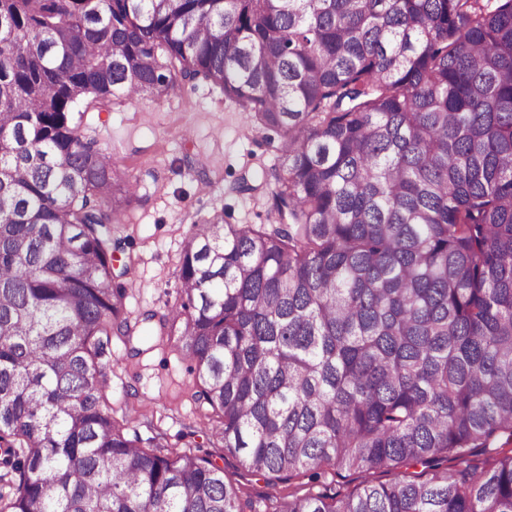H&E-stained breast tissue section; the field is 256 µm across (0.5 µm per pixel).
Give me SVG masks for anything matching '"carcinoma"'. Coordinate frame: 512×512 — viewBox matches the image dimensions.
<instances>
[{
  "label": "carcinoma",
  "mask_w": 512,
  "mask_h": 512,
  "mask_svg": "<svg viewBox=\"0 0 512 512\" xmlns=\"http://www.w3.org/2000/svg\"><path fill=\"white\" fill-rule=\"evenodd\" d=\"M284 140L267 231L216 215L152 335L255 500L146 449L103 359L128 174L74 115L198 82ZM512 0H0V512H512ZM420 465L423 470L412 472ZM347 477L345 478H336L332 477L330 474H326L322 478V484L314 487V485L305 474H299L297 476H293L287 482L278 481V486L280 489H284L285 492L292 491L297 492L299 495L308 492L311 489L312 492H317L319 490L326 489L328 493H347L355 489L364 478H362L359 473H345Z\"/></svg>",
  "instance_id": "carcinoma-1"
}]
</instances>
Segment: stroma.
<instances>
[{
    "mask_svg": "<svg viewBox=\"0 0 512 512\" xmlns=\"http://www.w3.org/2000/svg\"><path fill=\"white\" fill-rule=\"evenodd\" d=\"M138 185L112 228L132 257L129 279L138 283L126 303L130 317L165 313L179 299L181 251L214 213L228 224L267 225L283 140L253 113L205 83L166 97L122 98L104 112L88 113L80 126ZM256 179L250 194L237 190L242 173ZM129 357L112 343L106 396L116 418H129L141 439L164 438L172 449L213 453V439L198 425L192 399L194 373L176 349L157 339Z\"/></svg>",
    "mask_w": 512,
    "mask_h": 512,
    "instance_id": "obj_1",
    "label": "stroma"
}]
</instances>
